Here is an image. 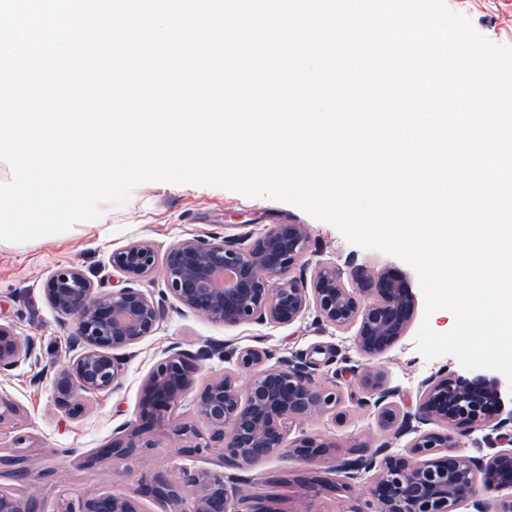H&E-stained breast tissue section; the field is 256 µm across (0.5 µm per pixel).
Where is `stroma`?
I'll use <instances>...</instances> for the list:
<instances>
[{"instance_id":"1","label":"stroma","mask_w":512,"mask_h":512,"mask_svg":"<svg viewBox=\"0 0 512 512\" xmlns=\"http://www.w3.org/2000/svg\"><path fill=\"white\" fill-rule=\"evenodd\" d=\"M445 4L466 16L474 29L494 44L512 46V0H445ZM98 209L99 219L77 223L61 234L26 243L0 241V321L12 324L21 339L33 342L39 360L38 366L25 363L0 375V394L23 410L14 431L28 437L25 454L32 471L27 484L2 476L0 486L22 496L36 493L44 512H57L64 498L128 490L144 475H174L177 465L188 460L201 467L218 464L212 453L185 458L176 442L166 437L156 438L154 447L125 461L107 453L113 430L138 415L144 381L171 343H181L194 352L226 341L273 349L282 356L306 357L316 362L314 379L321 385L333 384L337 372L362 362L348 331L319 329L308 320L289 328L272 324L225 328L181 314L171 306L157 332L135 348L119 386L83 400L78 413L67 414L53 401L49 374L41 382L33 380L36 367H45L50 373L70 358L66 332L44 295V283L54 268L72 264L93 282L107 287L117 284L122 276L109 266L108 257L112 250L132 241L150 242L162 254L193 236L259 233L275 224L306 225L310 234L304 258L307 272L336 266L350 288L356 268L389 270L407 284L412 295L408 329L374 363L387 386L412 401L420 382L438 370L469 379L475 376L452 356L428 361L417 352L414 337L422 321L445 333L455 319L444 309L426 314L417 275L409 265L348 241L333 225L297 206L215 186L148 181L134 188L125 205L103 202ZM303 431L305 436L332 443L334 449L316 464L293 452L256 464L251 475L261 481L257 492L264 512H362L371 498L368 482L355 483L348 492L324 489L318 493L309 490V483L332 479L337 456L363 442L388 440L396 451L406 446L405 440H392L381 428L373 408L348 399L335 413L309 420Z\"/></svg>"}]
</instances>
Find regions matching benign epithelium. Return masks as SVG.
<instances>
[{
	"label": "benign epithelium",
	"mask_w": 512,
	"mask_h": 512,
	"mask_svg": "<svg viewBox=\"0 0 512 512\" xmlns=\"http://www.w3.org/2000/svg\"><path fill=\"white\" fill-rule=\"evenodd\" d=\"M310 234L303 224H278L258 234L194 236L172 245L158 256L152 244L131 242L115 249L108 263L123 274L126 286L97 288L74 265L57 267L47 278L45 295L67 330L73 356L51 380L55 404L68 412L81 409L80 400L114 390L131 350L159 329L172 299L187 313L226 328L245 324L289 327L308 316L313 322L338 329L355 328L357 352L369 360L380 357L410 322L412 298L406 284L387 271H354L366 283L365 301L344 285L340 269L322 266L304 272ZM163 270L165 288L150 296L138 283ZM212 353H191L177 343L145 380L140 417L149 429L131 419L112 433L109 454L125 460L152 448V436L174 437L192 452H213L217 468L183 463L174 476L140 481L127 492H104L64 499L58 512H142L141 498L160 504L161 512H250L254 484L242 473L261 459L294 449L315 463L332 443L313 445L303 432L310 419L336 412L342 403L340 386L318 385L312 378L315 362L276 356L266 348L224 347V357L249 377L236 373L211 379L193 400L195 417L208 430L204 435L191 421L176 416L182 397L192 388L201 361ZM33 346L10 324L0 323V373L28 362ZM381 425L395 438H408L405 453H389V444H365L335 461L341 477L332 487L343 489L364 476L374 485L372 512H512V448L491 447L492 435L512 428V410L503 411L500 385L495 380L468 381L437 371L418 387L413 406H399L398 391L385 386L380 374L363 368L359 380ZM464 424L483 433L473 442L477 454L439 455L455 447L450 434L428 429L432 424ZM0 474L16 481L30 478L27 456L16 451L0 454ZM0 512H42L33 496L0 488Z\"/></svg>",
	"instance_id": "benign-epithelium-1"
}]
</instances>
